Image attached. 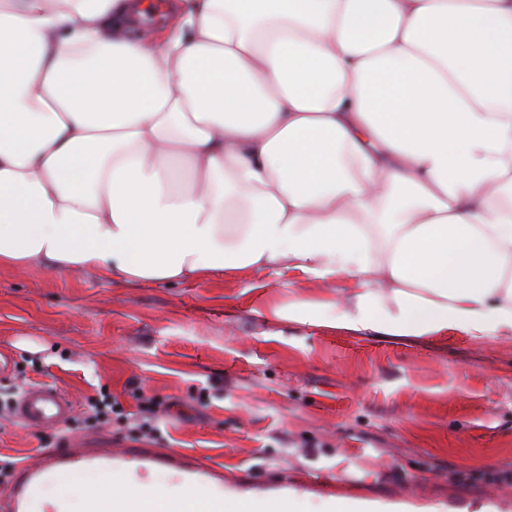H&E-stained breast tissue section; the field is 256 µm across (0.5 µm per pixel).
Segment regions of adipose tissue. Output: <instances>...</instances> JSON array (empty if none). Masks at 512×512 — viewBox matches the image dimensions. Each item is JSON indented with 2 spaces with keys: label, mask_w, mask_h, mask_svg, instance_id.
<instances>
[{
  "label": "adipose tissue",
  "mask_w": 512,
  "mask_h": 512,
  "mask_svg": "<svg viewBox=\"0 0 512 512\" xmlns=\"http://www.w3.org/2000/svg\"><path fill=\"white\" fill-rule=\"evenodd\" d=\"M0 0V267L297 269L264 303L385 336L512 333V0Z\"/></svg>",
  "instance_id": "adipose-tissue-1"
}]
</instances>
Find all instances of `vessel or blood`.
<instances>
[{
    "mask_svg": "<svg viewBox=\"0 0 512 512\" xmlns=\"http://www.w3.org/2000/svg\"><path fill=\"white\" fill-rule=\"evenodd\" d=\"M15 413L18 420L27 425L58 426L69 419L71 403L55 388L35 386L18 399ZM76 464L104 469L128 488L127 498L119 504L111 502L107 493H99L92 499L89 512H150L158 500L162 501L165 512H185L183 500L159 497L156 489L146 482V475L157 468L174 471L188 486L208 484L211 492L207 512H224V467L221 464H204L186 453H163L146 447L117 450L102 444L86 448L70 440L65 441L63 447L42 452L36 464L16 472L5 512H31L49 477Z\"/></svg>",
    "mask_w": 512,
    "mask_h": 512,
    "instance_id": "b4317fda",
    "label": "vessel or blood"
}]
</instances>
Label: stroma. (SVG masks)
I'll use <instances>...</instances> for the list:
<instances>
[{
  "label": "stroma",
  "instance_id": "stroma-1",
  "mask_svg": "<svg viewBox=\"0 0 512 512\" xmlns=\"http://www.w3.org/2000/svg\"><path fill=\"white\" fill-rule=\"evenodd\" d=\"M294 269L126 284L0 268V493L58 428L5 410L16 386L72 405L73 437L140 441V396L170 403L150 441L307 508L362 498L419 512H512V337H389L259 315L323 297ZM121 411L102 422L88 402Z\"/></svg>",
  "mask_w": 512,
  "mask_h": 512
}]
</instances>
